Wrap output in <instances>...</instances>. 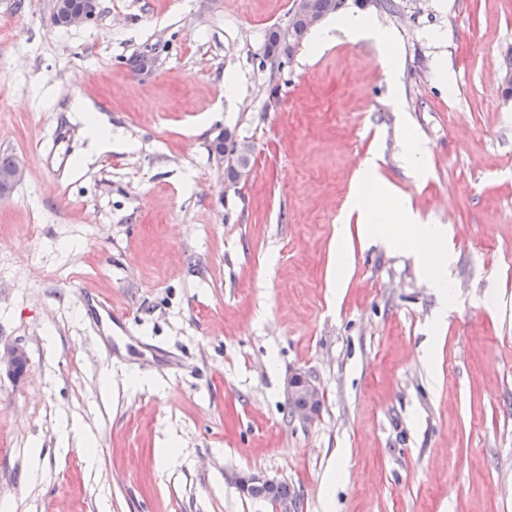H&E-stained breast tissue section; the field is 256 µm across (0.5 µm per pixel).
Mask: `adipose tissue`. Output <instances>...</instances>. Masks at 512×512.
Here are the masks:
<instances>
[{"label":"adipose tissue","mask_w":512,"mask_h":512,"mask_svg":"<svg viewBox=\"0 0 512 512\" xmlns=\"http://www.w3.org/2000/svg\"><path fill=\"white\" fill-rule=\"evenodd\" d=\"M342 32L350 41L372 40L389 75H396V55L390 35L373 19L350 14L336 19L332 29H319L312 36L313 48H322L329 39L330 30ZM377 186L373 163H365L360 179L349 201L350 212L356 213L365 237L382 243L388 249L405 251L417 260L423 277L437 288L442 299L453 296L449 267L452 253L448 248V230L441 224L424 223L414 213L409 201L383 188V205L371 203V187Z\"/></svg>","instance_id":"adipose-tissue-1"}]
</instances>
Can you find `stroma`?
<instances>
[{"instance_id":"35a3bbf8","label":"stroma","mask_w":512,"mask_h":512,"mask_svg":"<svg viewBox=\"0 0 512 512\" xmlns=\"http://www.w3.org/2000/svg\"><path fill=\"white\" fill-rule=\"evenodd\" d=\"M395 2L345 11L388 31L398 84L335 32L274 95L259 62L294 0H98L73 28L0 0V157L27 170L0 200V350L27 356L0 373L14 512H268L229 479L257 471L298 512H512V0ZM224 131L254 147L235 185ZM369 159L452 228L451 305L347 215ZM86 112L83 113L88 130L102 153L112 150V129L101 121L99 113L82 106ZM425 149L417 139L407 131L404 136V161L408 168L413 171L421 169ZM287 392L294 417L303 424L313 422L323 400L321 390L313 376L303 371L294 373L288 379Z\"/></svg>"}]
</instances>
